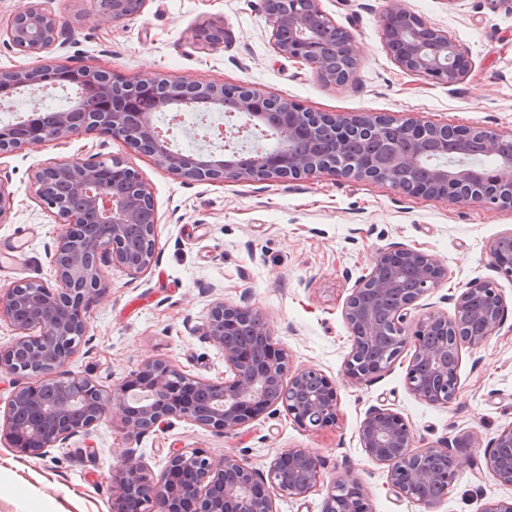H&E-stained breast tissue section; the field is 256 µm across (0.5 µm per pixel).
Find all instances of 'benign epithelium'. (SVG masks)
<instances>
[{"label":"benign epithelium","instance_id":"7a95c632","mask_svg":"<svg viewBox=\"0 0 512 512\" xmlns=\"http://www.w3.org/2000/svg\"><path fill=\"white\" fill-rule=\"evenodd\" d=\"M147 0H96L86 17L120 23L139 16ZM275 53L308 65L326 85L346 83L330 60L356 63L352 35L332 40L336 24L320 0H264ZM382 42L403 70L448 85L466 60L443 31L427 24L406 0H388L380 16ZM19 53L38 59L31 68L0 70V101L19 87L65 84L79 76L84 94L67 108L0 126V156L23 148L64 144L78 135L123 141L183 179L213 182L282 181L330 173L353 180L385 181L402 194L441 198L484 208L512 207V133L409 120L397 123L371 113L336 116L308 110L286 95L250 85L170 81L159 75L128 79L109 70L74 66L59 51L68 32L38 0H26L0 37ZM192 103L206 111L246 120L244 129L272 119L307 142L306 151L281 144L257 147L245 159L236 152L174 151L156 117ZM488 167L467 166L472 156ZM33 196L64 232L52 264L55 284L39 280L0 289V322L18 337L0 345V372L25 379L11 396L0 433L22 455L41 458L87 433L112 414L120 416L129 441L176 418L234 435L263 414L284 411L309 432L334 425L335 382L320 369L295 368L277 343L265 315L219 300L211 306L204 336L224 353V379L205 380L173 364L149 358L140 370L105 388L64 367L88 333L87 311L107 292L108 268L137 278L155 262L158 213L147 178L122 157L60 159L32 175ZM13 194L0 181V223L9 219ZM492 267L512 279V230L491 240ZM448 279L435 255L396 244L380 250L371 272L356 281L343 317L351 348L343 375L369 384L390 371L401 355H412L406 384L420 401L446 407L459 393L462 349L476 350L501 327L506 302L490 281L467 284L448 300L454 315L430 311L411 320L418 302ZM366 455L387 468V485L399 497L432 509L458 476L457 449L479 448L471 432L450 445L420 448L411 424L388 405L372 407L358 428ZM485 466L512 487V424L490 441ZM114 488L120 512H276L275 497L301 499L326 490L321 512H372L364 483L350 474L325 484L319 456L302 448L278 453L267 469L226 454L217 460L200 449H176L155 472L134 448L122 455Z\"/></svg>","mask_w":512,"mask_h":512}]
</instances>
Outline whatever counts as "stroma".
<instances>
[{
	"mask_svg": "<svg viewBox=\"0 0 512 512\" xmlns=\"http://www.w3.org/2000/svg\"><path fill=\"white\" fill-rule=\"evenodd\" d=\"M41 4L71 30L64 54L76 65H102L128 78L247 84L336 115L367 112L512 133V8L494 9L486 0H407L467 57V70L451 86L406 73L388 54L379 26L387 0H320L336 25L351 32L358 62L336 88L274 52L263 0H148L140 16L119 25L85 20L91 0ZM208 22L226 32L223 45L209 51L194 38ZM97 154L125 158L149 180L158 247L140 278L109 268L108 290L90 308L89 334L66 372L109 387L145 360L161 358L193 376L221 378L224 355L202 327L211 303L224 299L262 311L293 365L316 367L337 386L338 419L319 432L302 430L282 412L228 436L170 420L136 445L150 469L160 470L175 448L234 454L258 469L282 450L305 448L320 456L325 478H360L372 512H422L387 487L385 466L360 445L358 427L370 407L385 403L401 413L423 448L472 430L489 439L512 424V280L487 256L488 242L512 230V209L409 197L387 184L326 174L286 182L184 181L122 142L78 136L0 158V176L14 195L10 218L0 224V287L54 281L50 256L63 227L35 201L32 172L55 159ZM393 243L437 255L447 267V281L429 298L436 310L452 312L448 295L473 281L495 282L506 300L498 332L477 351L463 350L459 395L445 407L410 393L404 358L368 385L343 375L350 349L345 300L377 252ZM127 446L116 414L45 458L21 455L0 435V512H113L112 486ZM457 455V480L434 512H481L488 502L512 497L492 473L475 475L484 449L461 448Z\"/></svg>",
	"mask_w": 512,
	"mask_h": 512,
	"instance_id": "obj_1",
	"label": "stroma"
}]
</instances>
